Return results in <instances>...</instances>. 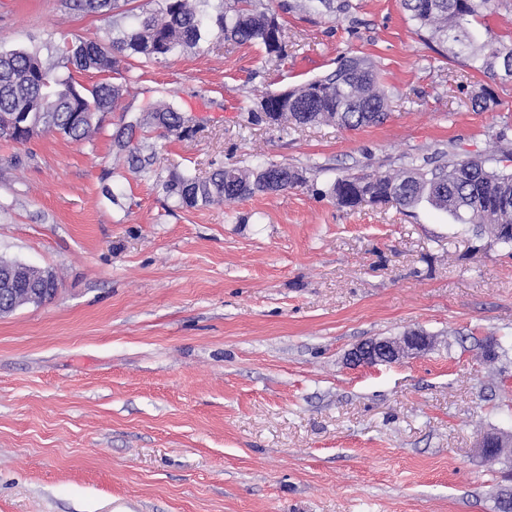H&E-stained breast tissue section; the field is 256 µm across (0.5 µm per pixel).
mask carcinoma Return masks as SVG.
I'll list each match as a JSON object with an SVG mask.
<instances>
[{
	"mask_svg": "<svg viewBox=\"0 0 512 512\" xmlns=\"http://www.w3.org/2000/svg\"><path fill=\"white\" fill-rule=\"evenodd\" d=\"M129 0H78L83 8L104 12ZM331 8L332 0H280L278 8L309 11L314 2ZM491 0H402L417 34L435 43L441 52L456 57L467 54L483 72L495 73L501 60L512 58L488 44H479L470 29L471 19L490 7ZM237 44H261L268 52L283 54L285 33L275 14L261 0H157V8L134 16L132 23L112 37L110 50L97 41L65 45L61 57L78 71L122 73L132 58L144 63L200 46L212 30ZM123 86L101 82L79 89L74 77L56 75L38 53L23 49L0 51V118L28 112L41 130L57 131L82 142L101 127L102 116L118 107ZM388 93L377 65L365 58L342 57L336 68L280 92H266L253 101L248 122L256 124L266 114L279 128L304 124L334 125L356 130L376 125L387 116ZM174 100L158 101L126 123L113 138V146L127 155L129 167L155 174L162 189L187 207H205L251 198L264 192L258 172L277 167L268 162L256 168L222 166L206 179L177 171L166 178L156 173L154 155L133 144V133L154 126L177 137L192 134ZM331 198L341 208L353 209L366 196L387 199L403 211L427 203L459 224H487L494 241L512 246V171L493 169L483 160L473 161L445 151L412 157L395 172L365 176L342 175L330 186Z\"/></svg>",
	"mask_w": 512,
	"mask_h": 512,
	"instance_id": "cac0c4a2",
	"label": "carcinoma"
}]
</instances>
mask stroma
Here are the masks:
<instances>
[{
  "label": "stroma",
  "instance_id": "stroma-1",
  "mask_svg": "<svg viewBox=\"0 0 512 512\" xmlns=\"http://www.w3.org/2000/svg\"><path fill=\"white\" fill-rule=\"evenodd\" d=\"M279 14L287 55L212 35L134 64L101 131L0 139V258L55 272L57 295L0 317V512H500L512 459V248L428 207L349 210L336 176L449 151L496 160L512 140V76L445 58L401 0ZM111 12L0 0V50L112 37ZM472 27L512 48V0ZM372 59L384 123L252 125L256 95ZM483 96L475 106V96ZM175 97L186 139L147 126L156 169L208 177L269 161L308 183L231 207L179 205L112 136ZM412 330L432 350L353 368L370 338ZM478 448L483 456L491 455H511L512 454V436L499 433H486L479 442Z\"/></svg>",
  "mask_w": 512,
  "mask_h": 512
}]
</instances>
